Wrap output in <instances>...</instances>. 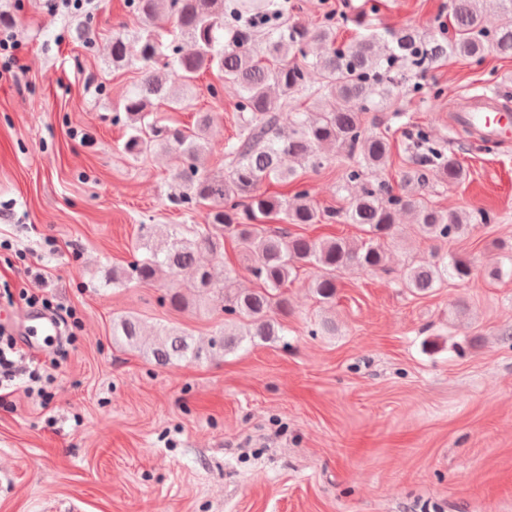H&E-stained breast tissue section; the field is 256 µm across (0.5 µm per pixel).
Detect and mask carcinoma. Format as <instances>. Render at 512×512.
I'll return each instance as SVG.
<instances>
[{
  "label": "carcinoma",
  "instance_id": "carcinoma-1",
  "mask_svg": "<svg viewBox=\"0 0 512 512\" xmlns=\"http://www.w3.org/2000/svg\"><path fill=\"white\" fill-rule=\"evenodd\" d=\"M486 0H449L451 35L427 39L413 27L371 30L346 45L336 41V24L328 17L316 28L280 21L277 0H133L136 28L112 35L115 69L137 67L139 84L119 103L131 133L124 151L137 157L159 150L175 156L178 192L170 202L187 212L206 209L203 224H174L158 241L147 235V254L134 256L112 283L152 286L164 274L190 269L192 279L174 283L165 300L181 309L207 303L224 314L218 335L203 347L185 331L159 328L150 343L134 315L112 319V339L139 348L161 366L199 363L230 353L243 342L271 343L284 326L277 315L288 313V285L300 269L314 268L311 290L318 302L336 300V272L349 268L374 272L386 265L384 241L393 238L397 217L416 215L422 236L444 241L490 224L488 211H450L434 206L423 191L434 176L443 184H460L467 170L456 153L434 141L426 128L409 131L418 155L401 175L412 194L394 191L375 171L389 158L391 143L382 132L365 127L370 112H393L406 93L409 74L424 72L450 56L481 63L495 52L512 55V0H496L499 23L484 21ZM217 70L239 89V130L224 142L228 170L220 176L201 168L210 150L206 130L212 116L199 115L191 128L163 122L155 109L173 110L200 74ZM317 73L320 82L310 80ZM305 96L315 108L302 111L294 102ZM332 146L347 159L339 190L349 193L345 209L319 207L310 189L300 186L291 198L274 200L260 191L266 181L290 183L297 169H320ZM358 224L368 239L354 245L342 237L311 239L290 224ZM237 243L252 289L232 287L233 270L216 261L224 238ZM471 262L434 253L405 268L402 287L426 295L448 279L466 281Z\"/></svg>",
  "mask_w": 512,
  "mask_h": 512
}]
</instances>
